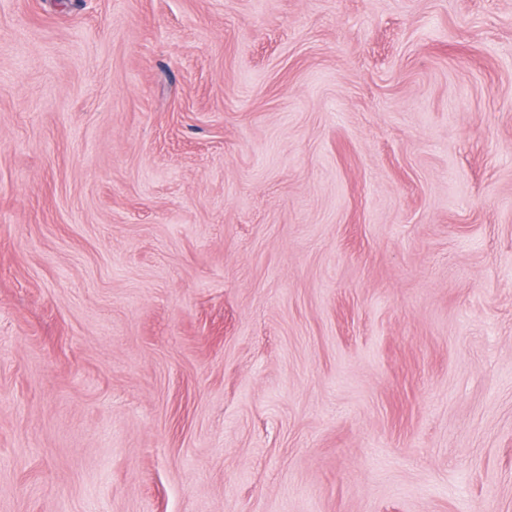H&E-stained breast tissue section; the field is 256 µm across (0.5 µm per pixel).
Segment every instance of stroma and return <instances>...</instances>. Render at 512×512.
I'll return each instance as SVG.
<instances>
[{
	"label": "stroma",
	"instance_id": "35a3bbf8",
	"mask_svg": "<svg viewBox=\"0 0 512 512\" xmlns=\"http://www.w3.org/2000/svg\"><path fill=\"white\" fill-rule=\"evenodd\" d=\"M0 512H512V0H0Z\"/></svg>",
	"mask_w": 512,
	"mask_h": 512
}]
</instances>
